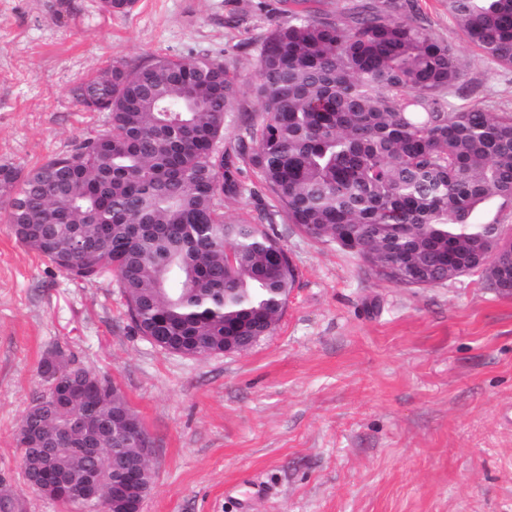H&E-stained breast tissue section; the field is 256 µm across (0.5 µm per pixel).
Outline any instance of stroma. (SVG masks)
<instances>
[{"mask_svg": "<svg viewBox=\"0 0 512 512\" xmlns=\"http://www.w3.org/2000/svg\"><path fill=\"white\" fill-rule=\"evenodd\" d=\"M465 66L468 103L512 111V69L460 35L447 0H418ZM291 0H0V165L33 168L105 112L71 94L112 60L199 52L246 104L259 47ZM228 216L269 204L242 168ZM274 229L298 278L272 334L242 353L183 357L133 328L116 279L74 280L0 220V474L41 358L63 347L109 376L152 444L143 512H512V296L475 272L426 288L377 279L358 255Z\"/></svg>", "mask_w": 512, "mask_h": 512, "instance_id": "obj_1", "label": "stroma"}]
</instances>
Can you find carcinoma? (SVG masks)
<instances>
[{"mask_svg": "<svg viewBox=\"0 0 512 512\" xmlns=\"http://www.w3.org/2000/svg\"><path fill=\"white\" fill-rule=\"evenodd\" d=\"M467 41L512 69V0H448ZM467 84L453 45L424 24L415 0H363L335 15L297 12L264 38L253 76L259 121L224 155L227 118L245 112L237 78L206 52L190 59L114 60L72 89L108 130L27 171L0 166V213L16 239L59 271L93 280L115 273L128 316L155 346L187 357L248 348L252 321L275 327L296 281L279 238L232 219L239 160L261 178L281 220L324 241L355 244L372 274L426 288L480 269L501 225L475 224L491 199L512 205V112L458 105ZM512 288V237L483 270ZM72 360L44 356V386L18 434L26 487L44 495L49 470L100 478L97 496L61 500L101 512L137 442L112 454V430L94 435L99 458L74 454L75 415L112 424L128 402L101 378L93 406L63 401ZM63 438L48 458L44 439ZM0 477V512H21Z\"/></svg>", "mask_w": 512, "mask_h": 512, "instance_id": "carcinoma-1", "label": "carcinoma"}]
</instances>
